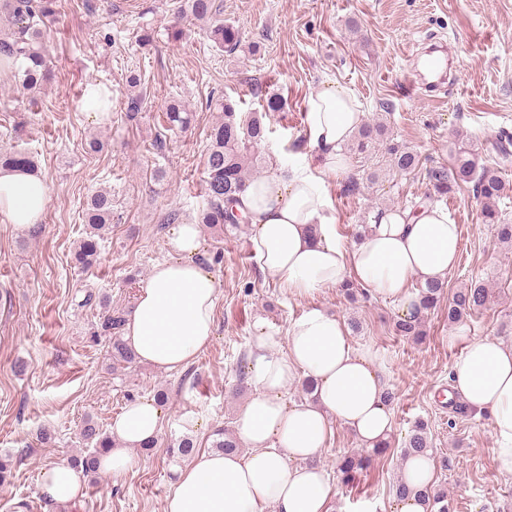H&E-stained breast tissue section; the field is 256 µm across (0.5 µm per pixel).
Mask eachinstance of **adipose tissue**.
<instances>
[{
    "label": "adipose tissue",
    "instance_id": "1",
    "mask_svg": "<svg viewBox=\"0 0 512 512\" xmlns=\"http://www.w3.org/2000/svg\"><path fill=\"white\" fill-rule=\"evenodd\" d=\"M359 103L329 85L309 102L312 163L279 167L247 182L233 208L254 228L259 264L280 287L298 297L353 281L374 296L393 300L400 315H418L412 280L445 279L456 262L460 232L447 210L425 205L416 213L386 211L375 216L352 251L336 243L324 213L328 186L350 171L344 150L362 124ZM48 188L37 173L0 169V222L20 231L37 229L48 205ZM172 259L156 263L140 287L124 328L139 361L178 372L209 345L215 329L218 288L198 260L200 227L174 225L168 237ZM453 390L473 410L488 414L496 443L495 463L512 474V345L472 339L452 368ZM313 380L314 399L289 403L288 386ZM249 379L256 393L240 409L236 436L242 451L199 453L178 468L164 512H330L331 482L314 459L325 447L332 423L348 427L361 447L380 448L392 432L385 383L369 351L356 350L342 318L314 308L286 331L258 324L250 343ZM162 412L152 401L127 403L110 427L114 445L104 451L98 472L108 477L135 464L130 451L155 440ZM399 479L411 493L399 512H428L421 492L434 482L430 456L406 459ZM87 475L69 463L48 465L39 490L58 512L84 493Z\"/></svg>",
    "mask_w": 512,
    "mask_h": 512
}]
</instances>
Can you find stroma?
Wrapping results in <instances>:
<instances>
[{
	"instance_id": "stroma-1",
	"label": "stroma",
	"mask_w": 512,
	"mask_h": 512,
	"mask_svg": "<svg viewBox=\"0 0 512 512\" xmlns=\"http://www.w3.org/2000/svg\"><path fill=\"white\" fill-rule=\"evenodd\" d=\"M216 2L242 42L235 54L207 37L205 22H176L178 0H58L46 29L49 80L29 92L12 73H0V149L32 153L49 187L37 231L0 223V455L13 456L11 476L0 482V512H48L40 473L84 449L83 419L110 426L129 400L154 398L160 389L168 399L154 446L132 449L131 469L88 482L71 512H164L183 464L173 450L186 420L197 424L198 449L210 450L214 430H234L239 408L255 393L250 383L238 396L230 391L257 322L284 330L314 308L359 322L351 343L371 349L395 394L388 450L349 483L333 481L335 512H398L391 487L404 463L403 441L418 422L431 442L434 484L447 490L452 512H512V474L495 464L488 415L449 409L444 394L466 339L512 344V247L483 223L471 185L444 203L460 229L446 291L477 280L492 300L462 325L449 323L446 299L425 316V334L416 340L397 334L393 301H351L337 288L294 296L261 271L251 225L205 227L201 260L219 289L211 343L182 372L141 363L113 370L103 308L131 311L152 265L168 257L170 224L195 222L209 132L220 118L210 97H230L243 112L257 110L272 92L287 100L267 118L270 133L256 149L266 174L311 161L309 101L329 84L358 98L365 122L384 125L386 142L418 153V169L399 174L388 170L384 144L377 145L371 157L351 156L348 178L329 185L326 216L348 250L375 213L423 201L428 170L448 165L455 146L470 145L493 167L496 142L512 136V0ZM432 37L457 49L456 80L441 104L408 90V61ZM133 74L140 77L134 88ZM90 83L111 90V112L96 117L85 106ZM136 91L144 108L132 116L124 102ZM172 98L193 114L187 131L161 124ZM95 138L105 144L98 153L88 148ZM101 189L112 193V226L97 263L83 269L74 261L83 205ZM44 431L52 435L46 443L38 440Z\"/></svg>"
}]
</instances>
